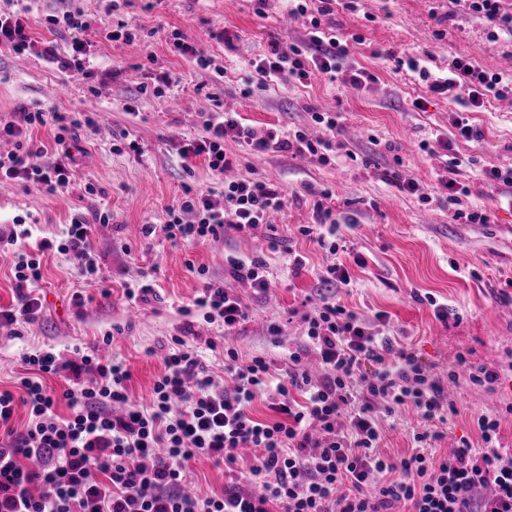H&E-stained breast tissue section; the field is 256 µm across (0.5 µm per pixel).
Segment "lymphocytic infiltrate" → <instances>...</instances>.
<instances>
[{
    "instance_id": "lymphocytic-infiltrate-1",
    "label": "lymphocytic infiltrate",
    "mask_w": 512,
    "mask_h": 512,
    "mask_svg": "<svg viewBox=\"0 0 512 512\" xmlns=\"http://www.w3.org/2000/svg\"><path fill=\"white\" fill-rule=\"evenodd\" d=\"M289 13L308 17L306 44L271 43L262 56L248 60V86L266 89L281 75L299 83L313 75L336 80L345 74L355 88L370 81L362 68L345 70L348 45L327 34L322 17L328 6L310 15L308 0H285ZM56 31L69 34L71 52L62 68L84 70L88 58L81 38L86 25L79 12L51 16ZM21 52L52 56L39 46L22 14L0 13V45ZM512 87V74H489L472 61L453 59L446 75L428 83L431 92L459 98L472 107L498 99ZM315 124L327 135L313 139L301 129L263 130L242 124L235 113L212 112L199 137L178 150L181 160L203 159L224 177V197L210 189H185L177 213L163 225L147 224L145 237L163 235L171 242L219 238L227 230L249 232L282 211L286 197L279 186L264 180L225 174L233 164L224 150L226 139L259 152L295 151L328 161L335 116L316 112ZM54 123L53 154L27 137L29 127ZM81 120L62 113L25 112L20 122H0V137L16 139V149L0 155V183L25 180L50 192H67L68 170L76 161L72 142ZM82 256L83 272L98 279L100 267L90 243V226L82 219L68 225L61 240L42 241L37 253L17 252L14 278L18 286L42 278L40 255L45 251ZM329 289L322 303L305 314L306 341L318 355L320 378H312L300 351L288 354V372L277 378L262 356L245 358L224 351L229 385L216 384L198 352L175 337L164 357L165 371L155 381L148 404L131 401V373L122 360L84 354L80 361L54 350L25 354L30 376L21 378L22 397L0 392V512H392L404 504L408 512H512V448L501 447L499 421L477 419L483 445L458 448L435 457L430 447L442 437L438 424L447 422L455 403L430 379L414 351L391 336L367 331L356 314L333 296L349 285L344 265L328 270ZM194 305L207 323L232 331L247 309L222 282L207 281ZM69 374L71 385L61 397L46 389V374ZM270 393L277 418L260 422L247 414L257 394ZM66 403L69 414L56 407ZM394 412L412 407L425 423L415 433L411 454L396 461L377 448L381 432L377 406ZM28 412L27 429L16 433L17 407ZM255 452L249 469L251 491L229 485L223 495L198 496L186 491V469L203 456L234 466L237 451ZM34 460L27 471L17 457Z\"/></svg>"
}]
</instances>
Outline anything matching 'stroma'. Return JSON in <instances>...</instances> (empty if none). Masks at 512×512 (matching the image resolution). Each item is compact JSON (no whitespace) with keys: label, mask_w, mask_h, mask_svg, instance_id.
I'll use <instances>...</instances> for the list:
<instances>
[{"label":"stroma","mask_w":512,"mask_h":512,"mask_svg":"<svg viewBox=\"0 0 512 512\" xmlns=\"http://www.w3.org/2000/svg\"><path fill=\"white\" fill-rule=\"evenodd\" d=\"M29 7L32 37L51 41L66 56L69 34L47 27L50 15L79 10L88 25V73L61 70L57 63L0 46V119H12L18 105L46 112L78 113L91 125L75 141L78 160L69 170V190L50 193L30 183L0 186V229L26 224L30 237L20 247L35 251L42 239H61L76 214L91 218L110 212L109 223L93 222L90 238L102 281L87 280L80 257L43 256V279L32 290L44 310L32 324L0 328V392L19 393L26 369L24 353L80 347L125 361L133 401L144 403L164 372L171 337L196 346L205 364L224 380V349L249 357L266 355L274 368L288 369V352L304 345L301 315L318 299L319 279L337 263L348 269L351 284L339 297L372 333L394 336L412 347L433 380L451 384L457 412L433 445L436 456L454 448L482 445L476 419L499 418L502 447L512 448V207L502 204L512 188L488 186L477 167L512 165V95L468 112L481 140L457 137L450 124L460 103L429 93L419 73L396 68L395 58L415 56L432 75H445L452 59L466 58L489 73H512V36L492 35L482 15L454 0H332L324 18L329 33L347 42V65L373 75L361 90L312 77L304 84L289 76L256 91L240 93L246 60L263 54L268 44L302 43L307 18L285 24L283 0H128L111 13L108 0H0V12ZM135 32L133 42L113 44L105 37L114 18ZM179 31L185 42L211 59L203 70L172 52L167 39ZM228 40H218V33ZM168 72L171 91L157 98L141 92L149 74ZM238 113L245 124L263 129L314 130L316 112L335 114L340 148L329 162L288 152L258 153L234 139L224 150L236 159L240 174L280 185L287 196L283 212L253 233H229L195 244L147 238L143 227L168 222V209L185 185L222 190L221 181L201 159L184 169L179 144L196 137L215 107ZM453 142L464 163L457 180L468 192L457 205L438 194L437 177L446 166L443 152L426 153L435 134ZM136 141L141 154L130 152ZM477 157V166L466 165ZM403 162L420 185L400 191L386 175ZM94 186L87 194L86 186ZM329 191L336 214L338 252L295 235L296 226L314 221L316 193ZM495 210L493 223L467 221V213ZM463 219H455V210ZM279 248H271L272 240ZM304 258L299 271L288 268L286 247ZM263 257L267 290L250 287L230 274L227 257ZM205 276H197V268ZM223 282L249 308L248 318L223 335L202 317L184 315L205 280ZM152 285L146 299L131 300L126 291ZM83 302H76V294ZM448 308L447 318L435 314ZM278 335H271V326ZM110 345H103L104 335ZM498 374L491 388L471 384L468 365ZM458 379L449 382V369ZM380 451L391 458L410 453L416 419L399 409L382 417Z\"/></svg>","instance_id":"35a3bbf8"}]
</instances>
